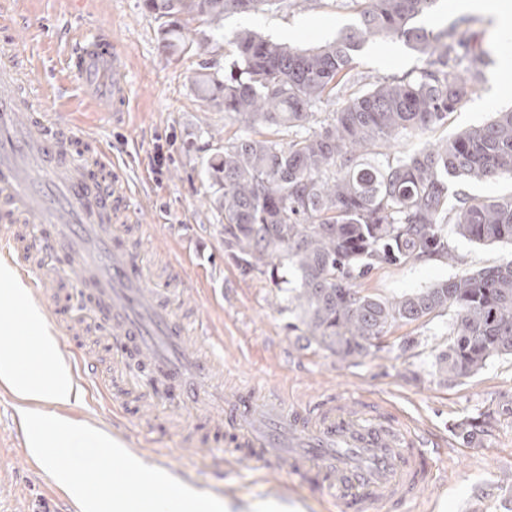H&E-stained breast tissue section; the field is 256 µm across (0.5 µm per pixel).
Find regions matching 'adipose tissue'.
<instances>
[{
  "mask_svg": "<svg viewBox=\"0 0 512 512\" xmlns=\"http://www.w3.org/2000/svg\"><path fill=\"white\" fill-rule=\"evenodd\" d=\"M12 294L14 308L10 314L0 317V331L26 330L33 342L22 349L0 346V381L11 385L26 400L69 403L76 398L78 390L68 370L53 363L57 353L55 339L38 335L24 289H13Z\"/></svg>",
  "mask_w": 512,
  "mask_h": 512,
  "instance_id": "obj_1",
  "label": "adipose tissue"
}]
</instances>
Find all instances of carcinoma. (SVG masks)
I'll return each instance as SVG.
<instances>
[{
	"instance_id": "carcinoma-1",
	"label": "carcinoma",
	"mask_w": 512,
	"mask_h": 512,
	"mask_svg": "<svg viewBox=\"0 0 512 512\" xmlns=\"http://www.w3.org/2000/svg\"><path fill=\"white\" fill-rule=\"evenodd\" d=\"M269 0H145L169 18L167 50L193 46L190 20L251 13ZM357 23L337 41L293 49L253 32L236 35L224 76L201 73L203 98L242 124L203 167L222 190L224 251L240 273L299 276L288 304L307 345L343 361L370 354L399 324L453 312L436 373L469 377L512 355V258L415 293L383 299L356 281L400 260L454 259L445 225L477 243L512 242V195L482 198L463 186L512 177V109L396 163L383 149L448 122L484 81L486 53L464 38L460 17L435 32L419 20L438 0H350ZM374 36L402 41L422 61L415 77L369 84L351 74L353 53ZM343 100L323 117L321 104ZM454 203L448 204V197Z\"/></svg>"
}]
</instances>
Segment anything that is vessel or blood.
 I'll list each match as a JSON object with an SVG mask.
<instances>
[{"mask_svg": "<svg viewBox=\"0 0 512 512\" xmlns=\"http://www.w3.org/2000/svg\"><path fill=\"white\" fill-rule=\"evenodd\" d=\"M67 64L101 111L127 112V61L113 48L111 30L94 28L78 39ZM80 138L62 114L37 105L18 54H1L0 223L14 227L4 257L30 278L35 295L46 297V282L56 276L50 260L65 253L103 305L91 331L115 341V358L132 353L172 382L173 392L164 396L170 406H222L215 432L234 459L271 466L287 459L290 476L317 481L346 512H400L417 498L434 480L430 440L395 406L363 397L298 406L247 385L225 397L211 330L189 336L173 306L182 276L172 270L165 287H148L138 246L123 238L135 216L118 160L98 144L84 165H71L69 151ZM25 224H50L54 231L27 245ZM79 373L106 402L118 403L100 359L82 358Z\"/></svg>", "mask_w": 512, "mask_h": 512, "instance_id": "obj_1", "label": "vessel or blood"}]
</instances>
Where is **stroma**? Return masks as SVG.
<instances>
[{
	"mask_svg": "<svg viewBox=\"0 0 512 512\" xmlns=\"http://www.w3.org/2000/svg\"><path fill=\"white\" fill-rule=\"evenodd\" d=\"M25 26L0 29V52H24L33 87L51 111L69 114L80 131L92 133L110 149L133 186L134 202L153 233L140 241L153 278L173 246L184 251L183 273L190 283L176 298L179 309L196 311L221 342L216 348L224 368V393L238 384L260 391L281 389L292 399L383 398L430 430L438 444L435 479L402 512H512V356L493 358L478 373L457 381L439 377L434 367L439 349L448 343V315L418 326L398 325L377 340L370 354L353 362L306 346L290 327L294 312L284 301L286 287H297L296 273L286 278L241 275L224 254V215L214 205V187L202 176L216 148L239 132L238 122L211 107L194 80L199 72L223 73L231 40L244 29L294 49H310L340 37L356 21L349 0H274L250 14H228L210 24L192 23L195 47L171 53L162 47V21L144 0H18ZM104 26L112 45L130 62V110L124 120L95 111L78 78L67 67L72 44L84 30ZM494 43L484 69L481 91L453 112L446 125L426 137L397 142V156L418 153L426 142L454 136L483 124L501 109L512 108V36L496 25L485 34ZM417 54L393 38L368 39L355 52L352 72L368 83L383 77L417 73ZM164 145L168 161L155 174L153 154ZM448 244L460 262L407 261L387 264L361 279L364 292L381 298L413 293L462 271H476L512 256L511 243L485 245L449 234ZM66 280L54 289L53 302L31 298L47 334L72 317L71 298L81 289L77 269L60 267ZM407 337L415 344L400 350ZM130 411L122 425H111L113 412L89 388L76 401L40 404L22 400L0 382V512H48L51 497L64 494L19 435L24 411L37 408L103 430L145 464L166 470L194 490L226 499L242 512H265L268 504L288 512H344L309 481L287 478L283 470L249 461L232 462L222 437L209 434L207 418H221L219 407L207 413L169 412L142 398L145 379L126 367ZM490 422L478 442L464 443L457 426L479 413ZM197 425L199 436L185 445L182 432Z\"/></svg>",
	"mask_w": 512,
	"mask_h": 512,
	"instance_id": "obj_1",
	"label": "stroma"
}]
</instances>
